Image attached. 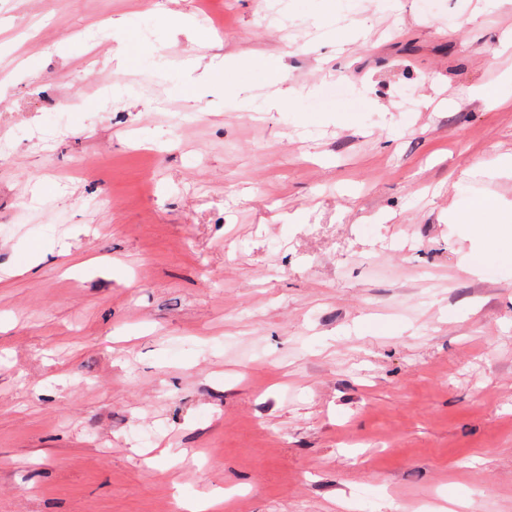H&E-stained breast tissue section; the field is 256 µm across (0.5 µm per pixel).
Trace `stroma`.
Instances as JSON below:
<instances>
[{
  "mask_svg": "<svg viewBox=\"0 0 512 512\" xmlns=\"http://www.w3.org/2000/svg\"><path fill=\"white\" fill-rule=\"evenodd\" d=\"M264 2L0 0V512H512V0ZM501 209L496 197L469 195L454 202L451 217L456 224H484Z\"/></svg>",
  "mask_w": 512,
  "mask_h": 512,
  "instance_id": "stroma-1",
  "label": "stroma"
}]
</instances>
